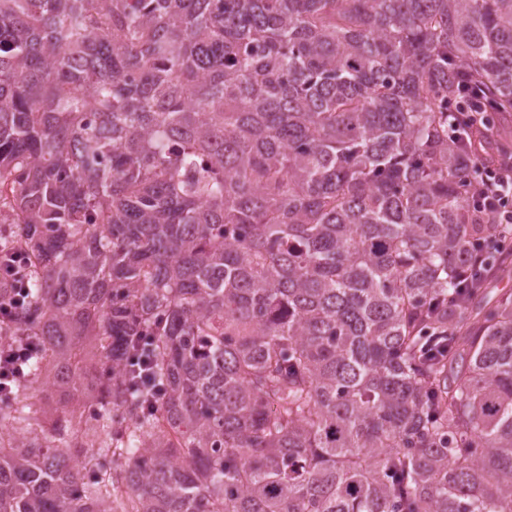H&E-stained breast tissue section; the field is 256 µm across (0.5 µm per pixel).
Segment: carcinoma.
<instances>
[{
  "mask_svg": "<svg viewBox=\"0 0 512 512\" xmlns=\"http://www.w3.org/2000/svg\"><path fill=\"white\" fill-rule=\"evenodd\" d=\"M475 87L512 112V0H0V512H512ZM485 112H481V102L470 101L468 105H461L459 112H453L452 126L455 133L459 131L460 127H482L485 124ZM0 262L1 265H3V272L12 276V278L15 280L16 288L18 289V294L10 303V305L1 304L0 306V323L1 325H4L10 323L11 321V306L17 305L26 293V286H20L19 288L17 287L18 283H23L25 280V260L21 255H10L7 257V259L3 258V262L2 260ZM27 350L26 343L13 345L11 348H3V350L1 348L0 371H3V379L9 375L10 371L12 374L21 372V366L27 357ZM37 400V405L34 410H37L36 417L42 418L45 416H51L56 413V410H60L64 404L65 397L59 391H53L49 393H38V396L32 401Z\"/></svg>",
  "mask_w": 512,
  "mask_h": 512,
  "instance_id": "obj_1",
  "label": "carcinoma"
}]
</instances>
